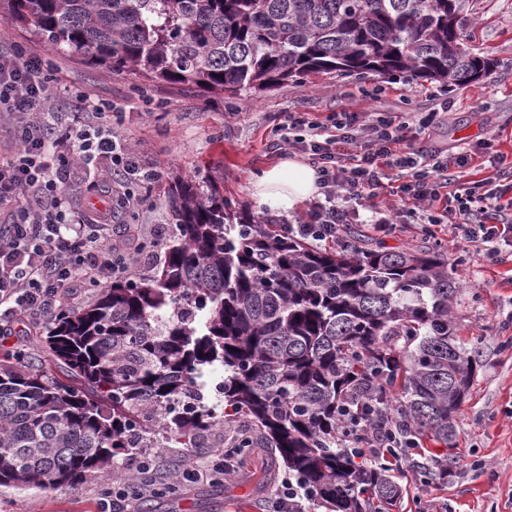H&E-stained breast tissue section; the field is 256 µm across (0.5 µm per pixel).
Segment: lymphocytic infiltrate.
<instances>
[{
  "label": "lymphocytic infiltrate",
  "instance_id": "lymphocytic-infiltrate-1",
  "mask_svg": "<svg viewBox=\"0 0 512 512\" xmlns=\"http://www.w3.org/2000/svg\"><path fill=\"white\" fill-rule=\"evenodd\" d=\"M80 108L84 119L73 136L56 137L54 99L41 59L19 49H0V122H6L13 142L12 151L0 155V317L8 320L0 326L1 349L13 326L48 315L76 284L99 287L129 276L133 255L164 237L159 227L151 228L145 239L138 225L116 223L118 210L143 207L130 183L156 181L159 173L142 166L137 152L103 120L90 98H82ZM403 129L383 112L344 109L324 123L303 112L289 113L288 133L278 145L307 157L317 170L322 198L280 224L279 233L317 244L342 243L366 210L370 216L365 221L373 231L390 233L409 222L429 224L442 227L451 241L478 243L497 255L504 210L500 184L512 179V163L488 140L447 159L407 143ZM476 156L487 162L489 176L455 191L456 170ZM76 164L107 173L96 190L111 196L114 205L75 223L66 179ZM394 172L401 183L395 200L386 201L380 191ZM382 415V431L363 435V456L417 447L416 439L400 434L394 412L386 409ZM138 471L135 483L115 481L107 488L108 512L156 493L162 480L157 467L148 462Z\"/></svg>",
  "mask_w": 512,
  "mask_h": 512
}]
</instances>
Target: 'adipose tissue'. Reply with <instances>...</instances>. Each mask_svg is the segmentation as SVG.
Wrapping results in <instances>:
<instances>
[{"label": "adipose tissue", "mask_w": 512, "mask_h": 512, "mask_svg": "<svg viewBox=\"0 0 512 512\" xmlns=\"http://www.w3.org/2000/svg\"><path fill=\"white\" fill-rule=\"evenodd\" d=\"M317 191L315 168L293 158L263 170L251 182L257 204L278 213L293 210Z\"/></svg>", "instance_id": "1"}]
</instances>
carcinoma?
Wrapping results in <instances>:
<instances>
[{"label":"carcinoma","instance_id":"carcinoma-1","mask_svg":"<svg viewBox=\"0 0 512 512\" xmlns=\"http://www.w3.org/2000/svg\"><path fill=\"white\" fill-rule=\"evenodd\" d=\"M11 21L115 73L206 92H263L318 74L472 83L448 0H5ZM154 273L61 306L45 345L61 376L0 353V486H77L153 435L201 448L235 421L329 512H392L398 462L338 447L343 414L448 445L482 366L454 335L461 285L436 247H312L191 178ZM224 370L220 399L207 376Z\"/></svg>","mask_w":512,"mask_h":512}]
</instances>
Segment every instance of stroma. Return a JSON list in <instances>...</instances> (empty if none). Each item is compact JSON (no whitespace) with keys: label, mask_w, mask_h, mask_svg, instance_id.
<instances>
[{"label":"stroma","mask_w":512,"mask_h":512,"mask_svg":"<svg viewBox=\"0 0 512 512\" xmlns=\"http://www.w3.org/2000/svg\"><path fill=\"white\" fill-rule=\"evenodd\" d=\"M464 16L467 45L496 65L480 81L446 90L422 79L322 75L306 85L288 83L227 98L103 69L3 19L0 46L18 45L41 58L56 95L58 135L75 130L79 100L86 96L116 115L143 161L161 169L160 180L134 188L143 211L119 214L117 223L173 228L169 191L175 181L190 177L217 186L236 206L276 224L293 219V212L260 210L250 183L282 161L273 145L292 112L320 121L350 107L392 112L405 122L404 136L425 149L453 155L493 137L497 149L512 153V0H466ZM373 86L381 87L380 96L362 98L361 89ZM442 100L447 111H435ZM363 230L353 225L351 246H441L449 275L463 285L455 309L457 334L478 338L483 360L456 419L447 478L424 484L407 471L394 512H512V261L498 264L469 244H441L424 233L378 232L367 238ZM285 475L271 449L252 448L224 485L209 476L180 485L156 499V512H280L275 491ZM107 485L95 475L75 488L0 487V512H98Z\"/></svg>","instance_id":"1"}]
</instances>
